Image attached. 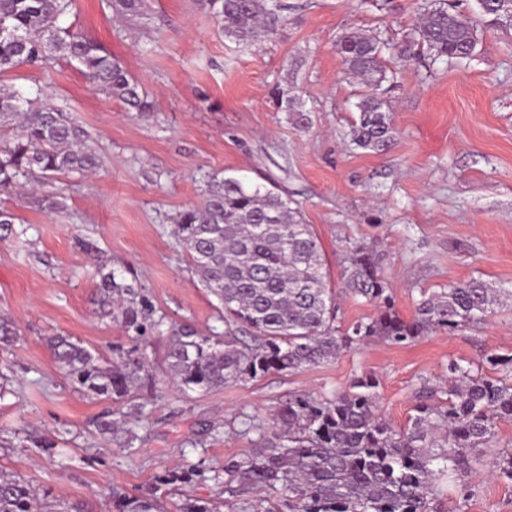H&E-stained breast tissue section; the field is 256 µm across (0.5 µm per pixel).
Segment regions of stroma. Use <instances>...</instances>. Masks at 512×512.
Returning a JSON list of instances; mask_svg holds the SVG:
<instances>
[{"instance_id": "obj_1", "label": "stroma", "mask_w": 512, "mask_h": 512, "mask_svg": "<svg viewBox=\"0 0 512 512\" xmlns=\"http://www.w3.org/2000/svg\"><path fill=\"white\" fill-rule=\"evenodd\" d=\"M277 2L276 34L244 47L224 37L199 0H146L137 24L117 17L109 0H72L61 25L121 59L153 103L142 115L59 56L43 69L0 75V84L42 85L49 103L89 132L102 161L96 174L59 176L35 195L0 192V209L25 228L0 240V316L18 330L0 350V472L50 490L59 503L104 512L111 487L134 493L177 464L244 458L261 441L251 417L267 418L300 393L333 396L366 374L380 381V413L402 427L423 388L445 400L438 385L449 361L477 367L485 355H512L506 300L484 325L453 335L405 346L375 341L292 374L208 392L172 383V329L224 330L218 299L173 233L175 216L199 205L215 177L275 181L312 225L335 288L343 286L345 247H372L403 317L422 293L472 278L512 290V33L479 16L476 0H448L476 18L479 44L471 57L434 64L409 37L422 0ZM353 30L381 33L394 73L382 97L395 136L380 154L356 148L348 135L361 86L335 44ZM290 82L306 123L272 102L273 88ZM49 196L64 206L48 209ZM86 243L139 290L160 327L137 340L121 318L100 313ZM54 334L106 357L120 348L146 358L153 386L135 395L144 413L134 447L96 430V419L117 405L64 377L46 344ZM29 435L53 438L54 455L25 445ZM505 450L512 451V422L480 449L466 502L442 486L445 512H512V482L490 474Z\"/></svg>"}]
</instances>
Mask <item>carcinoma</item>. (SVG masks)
<instances>
[{
	"label": "carcinoma",
	"mask_w": 512,
	"mask_h": 512,
	"mask_svg": "<svg viewBox=\"0 0 512 512\" xmlns=\"http://www.w3.org/2000/svg\"><path fill=\"white\" fill-rule=\"evenodd\" d=\"M224 36L243 46L270 39L275 15L267 0H201ZM113 13L135 19L143 0H111ZM68 0H0V74L20 65L45 67L60 54L77 63L96 89L121 101L129 111H151L140 83L120 59L97 42L59 25ZM414 43L433 59H464L478 44L473 18L431 2L412 28ZM383 41L375 33L345 32L336 53L359 77L363 90L350 134L357 147L383 152L394 138L392 117L378 90L387 81ZM40 85L30 92L0 86V136L10 138L0 152V191L15 192L40 173L45 180L86 174L100 166L77 119L44 99ZM277 108L295 111L293 88L272 91ZM178 242L186 250L202 285L224 308V334L202 333L189 325L173 331L166 353L170 376L185 391H210L228 384L293 373L327 362L373 340L408 345L430 333H455L484 323L512 290L471 279L428 293L409 319L395 305L374 250L355 245L346 254L345 293L377 308L375 316L348 327L339 325V303L329 268L312 225L277 188L241 179L214 178L201 205L177 215ZM100 311L122 317L127 331L142 337L148 309L133 285L97 263ZM248 330L255 343L243 345L236 333ZM17 336L14 323L0 317V346ZM51 354L78 388L127 405L120 418L95 421L103 433L120 435L131 448L132 424L144 405L135 389L150 385L145 362L131 351L108 360L71 340L47 338ZM490 373L448 361V397L441 403L420 396L406 429L379 413L372 375L355 379L332 397L299 394L271 414L274 439L224 470L202 464L166 469L137 494L112 490V512H160L158 491L180 490L209 478L223 485L229 512H432L440 483L452 478L462 497L470 495L465 477L481 463L475 451L489 448L499 422H512V355L484 357ZM211 476H206V473ZM227 479H221V475ZM251 489L267 493L244 497ZM49 490L36 493L24 480L0 472V512H35ZM220 503V504H222ZM210 498L183 494L174 512H221Z\"/></svg>",
	"instance_id": "cac0c4a2"
}]
</instances>
